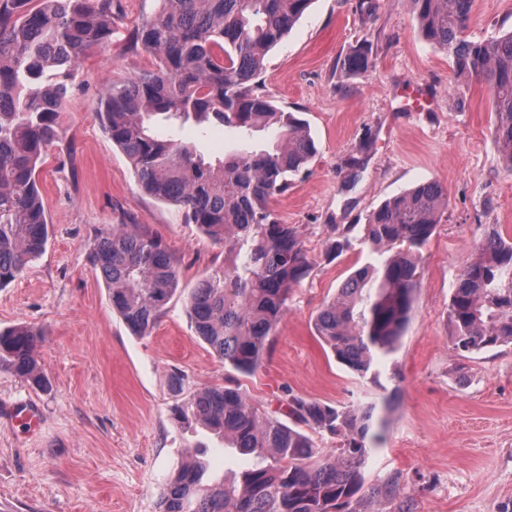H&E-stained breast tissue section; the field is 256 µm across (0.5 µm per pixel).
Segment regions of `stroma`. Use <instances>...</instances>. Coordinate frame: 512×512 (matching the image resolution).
Masks as SVG:
<instances>
[{
  "label": "stroma",
  "mask_w": 512,
  "mask_h": 512,
  "mask_svg": "<svg viewBox=\"0 0 512 512\" xmlns=\"http://www.w3.org/2000/svg\"><path fill=\"white\" fill-rule=\"evenodd\" d=\"M112 41L82 58L58 114L60 138L38 169L49 217L45 251L0 288V328L43 333L36 354L47 378L32 387L0 366V512H160L188 434L171 417L173 374L186 388L224 383V364L185 314L184 293L223 269L227 244L186 223L175 206L141 190L104 132L98 103L112 84L152 69L132 40L159 0H114ZM312 0L266 59L262 84L277 108L308 124L317 154L273 207L297 226L310 275L296 285L263 364L239 382L252 402L277 410L290 396L337 406H377L368 484L391 490L366 512H512V345L473 354L453 346L454 285L487 229L512 239V175L493 136L491 97L455 79L447 54L418 30L412 0ZM512 30V0H475L474 40ZM367 68L344 75L357 49ZM417 86L430 112L403 108ZM161 136L216 157L260 147L270 131L161 125ZM436 182L448 207L423 250L415 306L398 351L378 379L339 364L315 335L316 315L354 270L375 261L363 226L383 202ZM135 224L175 257L180 291L151 334L132 335L90 263L101 232ZM350 226V247L325 256L330 225ZM37 410V431L4 418Z\"/></svg>",
  "instance_id": "1"
}]
</instances>
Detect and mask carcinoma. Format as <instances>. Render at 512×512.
Returning a JSON list of instances; mask_svg holds the SVG:
<instances>
[{
    "label": "carcinoma",
    "mask_w": 512,
    "mask_h": 512,
    "mask_svg": "<svg viewBox=\"0 0 512 512\" xmlns=\"http://www.w3.org/2000/svg\"><path fill=\"white\" fill-rule=\"evenodd\" d=\"M39 5L31 7V2ZM312 0H161L133 35L155 69L112 86L100 101L105 132L130 161L144 193L182 210L210 239L233 240L224 269L189 291L186 313L196 335L224 366L253 374L283 319L292 288L312 269L299 232L271 207L308 170L316 148L305 123L274 106L259 78L268 52ZM473 0H413L422 35L452 57L458 78L484 82L495 112L494 134L512 172V31L475 41L466 34ZM112 40V0H0V287L44 251L49 219L37 179L76 64ZM368 65L359 48L346 71ZM56 70L52 87L40 84ZM246 132L272 128L274 142L215 160L156 131L158 120ZM448 206L435 182L416 186L369 214L363 239L389 253L356 269L314 320L315 335L356 376L376 379L399 348L420 283L422 249ZM333 256L349 247L330 227ZM90 262L105 280L112 310L135 336L150 334L178 290L179 269L161 240L129 224L101 233ZM449 317L459 353L512 344V241L486 231L453 290ZM42 332L25 324L0 330V365L37 388ZM375 406L352 409L289 398L284 422L253 404L241 385L198 388L171 408L172 419L202 429L252 466L209 475L206 445H188L171 474L161 512H360L386 488L366 484L367 443ZM329 434L326 454L313 435Z\"/></svg>",
    "instance_id": "carcinoma-1"
}]
</instances>
